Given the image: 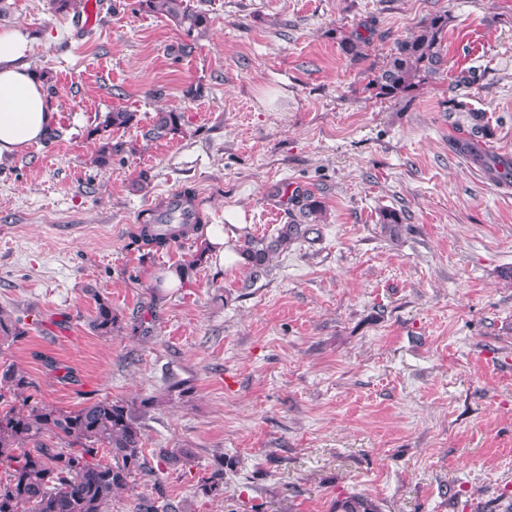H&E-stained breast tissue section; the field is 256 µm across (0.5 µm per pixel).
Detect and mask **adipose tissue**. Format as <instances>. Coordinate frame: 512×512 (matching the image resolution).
Returning a JSON list of instances; mask_svg holds the SVG:
<instances>
[{"mask_svg":"<svg viewBox=\"0 0 512 512\" xmlns=\"http://www.w3.org/2000/svg\"><path fill=\"white\" fill-rule=\"evenodd\" d=\"M26 34L0 28V158L41 141L54 121L43 78L24 63Z\"/></svg>","mask_w":512,"mask_h":512,"instance_id":"1","label":"adipose tissue"}]
</instances>
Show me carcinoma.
I'll return each mask as SVG.
<instances>
[{
    "label": "carcinoma",
    "mask_w": 512,
    "mask_h": 512,
    "mask_svg": "<svg viewBox=\"0 0 512 512\" xmlns=\"http://www.w3.org/2000/svg\"><path fill=\"white\" fill-rule=\"evenodd\" d=\"M141 7L163 16L191 37L207 29V13L190 5V0H139ZM448 16L434 14L423 20L418 30L396 42L386 63L377 69L368 86L383 99L405 98L412 89L436 74L442 62V38ZM466 110L469 120L467 137L450 143L453 151L470 160L490 177L512 179V160L490 154L482 147L490 128L484 113L455 104ZM137 114L123 109L107 113L91 134L98 137L94 164L106 167L112 157L124 152L125 143L112 141V130L137 124ZM179 112H159L142 136L158 140L181 130ZM291 210L288 223L280 225L277 236L268 241L250 234L244 237L238 253L241 266L249 278L257 279L268 272L273 256L314 232V225L323 221L325 206L314 194L296 191L288 198ZM157 224H171L170 235L159 234ZM404 217L396 210L381 213V232L396 241L402 233ZM200 230L199 224L174 223L167 211H150L132 236V244L151 245L162 249L177 238ZM158 297L154 296L146 310L133 317L132 333L153 335L152 322ZM118 322L112 304L97 301L91 327L100 336H110ZM24 318L6 317L0 313V334L20 338L27 335ZM15 391L27 386L26 376L12 365L0 369V387ZM154 398L138 403L103 398L72 410L52 405L22 403L0 411V512H108V505L117 495L133 488L139 478L154 473L144 454L142 417L155 406ZM28 441L36 447L26 448ZM106 452L102 461L100 452ZM159 465H177L189 459L187 448H160L156 452ZM198 489L208 497L224 495V470L218 469L201 479ZM135 512H182V506L169 499L159 482L153 483V494L141 496ZM333 512H381L377 502L365 494H353L336 501Z\"/></svg>",
    "instance_id": "obj_1"
}]
</instances>
